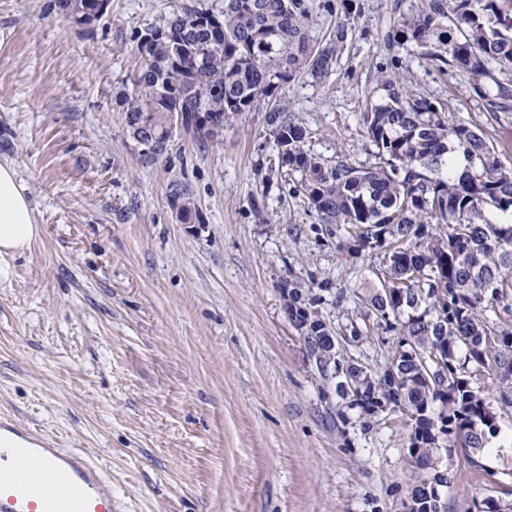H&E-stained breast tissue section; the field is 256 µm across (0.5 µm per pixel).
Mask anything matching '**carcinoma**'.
Returning <instances> with one entry per match:
<instances>
[{"label":"carcinoma","instance_id":"cac0c4a2","mask_svg":"<svg viewBox=\"0 0 512 512\" xmlns=\"http://www.w3.org/2000/svg\"><path fill=\"white\" fill-rule=\"evenodd\" d=\"M101 0H54L61 19L90 28ZM306 0H182L138 36L144 66L125 95L127 128L140 127L165 152L181 112L184 132L203 142L197 113L226 127L267 104L280 175L299 174L292 193L307 200L336 251L382 253L379 285L361 295L350 341L394 332L384 362L369 368L345 358L341 337L315 311L312 286L288 280V316L318 375L338 397L374 416L399 411L416 450L408 496L414 512H438L432 486L451 483L441 452L457 450L470 468L489 472L484 450L512 418V144L494 133L512 125V0H417L386 34L389 49L412 46L448 74L465 79L486 114L479 124L448 102L415 94L408 80L382 70L383 94L361 115L375 162L327 160L309 132L271 103L278 82L296 74L324 81L349 27L311 35ZM179 222L199 211L175 203ZM479 512H512L489 496Z\"/></svg>","mask_w":512,"mask_h":512}]
</instances>
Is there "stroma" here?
I'll list each match as a JSON object with an SVG mask.
<instances>
[{"label":"stroma","mask_w":512,"mask_h":512,"mask_svg":"<svg viewBox=\"0 0 512 512\" xmlns=\"http://www.w3.org/2000/svg\"><path fill=\"white\" fill-rule=\"evenodd\" d=\"M180 2L108 0L86 29L53 0H0V164L39 226L29 249L0 256V413L91 451L118 512H402L405 417L364 418L319 379L281 290L293 277L332 282L316 309L342 328L376 283L377 254L337 252L302 198L264 179L277 152L264 113H245L216 145L175 131L150 162L127 130L138 36ZM307 2L313 35L351 28L325 82L279 88L314 152L374 163L360 116L382 67L483 121L464 85L417 52L387 50L413 0H356L348 19L339 0ZM178 193L202 223H179ZM443 464L447 512H477L494 473L512 470V421L489 472L457 455Z\"/></svg>","instance_id":"stroma-1"}]
</instances>
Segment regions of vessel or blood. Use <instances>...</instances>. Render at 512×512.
I'll return each mask as SVG.
<instances>
[{
	"label": "vessel or blood",
	"instance_id": "b4317fda",
	"mask_svg": "<svg viewBox=\"0 0 512 512\" xmlns=\"http://www.w3.org/2000/svg\"><path fill=\"white\" fill-rule=\"evenodd\" d=\"M112 510V484L87 455L0 420V512Z\"/></svg>",
	"mask_w": 512,
	"mask_h": 512
}]
</instances>
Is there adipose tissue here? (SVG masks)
I'll return each instance as SVG.
<instances>
[{
  "label": "adipose tissue",
  "instance_id": "ef3b65f1",
  "mask_svg": "<svg viewBox=\"0 0 512 512\" xmlns=\"http://www.w3.org/2000/svg\"><path fill=\"white\" fill-rule=\"evenodd\" d=\"M37 234L24 185L13 166L0 164V254L26 249Z\"/></svg>",
  "mask_w": 512,
  "mask_h": 512
}]
</instances>
